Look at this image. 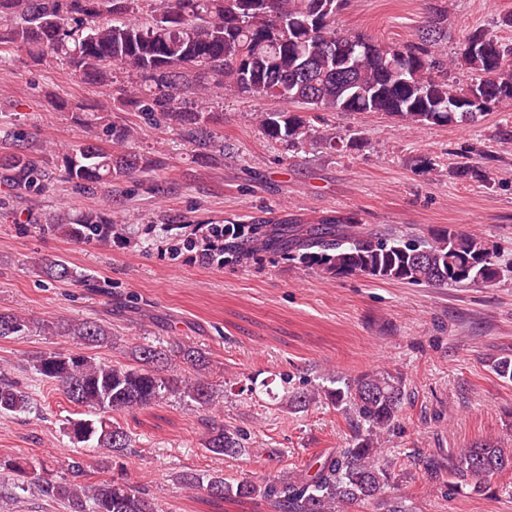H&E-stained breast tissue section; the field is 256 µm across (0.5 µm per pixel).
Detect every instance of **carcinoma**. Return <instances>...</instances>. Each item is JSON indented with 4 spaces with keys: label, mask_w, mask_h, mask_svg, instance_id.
<instances>
[{
    "label": "carcinoma",
    "mask_w": 512,
    "mask_h": 512,
    "mask_svg": "<svg viewBox=\"0 0 512 512\" xmlns=\"http://www.w3.org/2000/svg\"><path fill=\"white\" fill-rule=\"evenodd\" d=\"M345 0H0V60L23 51L35 66L63 65L106 90L108 103L89 116L76 107L71 120L86 129V139L64 148L50 140L0 137V217L13 216L9 199L38 197L58 182L80 194L97 185L153 168L152 162L128 149L135 128L112 113L132 109L144 122L172 128L201 152L214 148L210 123L214 95L227 91L256 99L272 98L280 110L257 115L268 138L303 144L322 141L336 148L330 134L295 110L367 112L395 117L412 126L472 123L487 112L512 111V43L501 42L476 27L448 43V0H435L430 21L418 41L404 46L383 44L339 32L336 16ZM132 75L112 88L116 71ZM470 73L461 84L452 72ZM111 144L106 149L99 138ZM460 179H490L489 172L461 164ZM38 229L76 243H106L114 222L106 210L73 214L66 209L45 221L30 216ZM247 247L228 251L286 252L300 263L332 277L361 275L415 286L471 285L490 287L511 273L496 261V245L453 226H441L424 240L388 239L364 230L352 213L324 216L306 229L263 225L246 238ZM41 274L59 283L96 286L65 262L43 258ZM32 329L67 336L80 346L70 354L39 352L34 370L62 387L69 402L85 417L67 421L72 442L106 451L98 467L126 456L131 436L105 417L112 412L143 409L175 397L207 410L219 397L210 383L208 357L180 343L141 344L132 363L108 365L88 354L112 344L111 328L97 321L34 320L0 311V338L23 336ZM341 410L352 431L347 448L318 456L283 477L261 484L229 482L215 475L203 480L184 471L177 480L202 489L212 498L244 500L262 497L278 512H345L373 501L382 512H406L390 496L395 462L384 457L382 444L394 431L405 405L401 379L388 372H365L343 388H294L285 393L288 408L321 400ZM36 403L8 373L0 371V416L29 413ZM205 448L215 455L245 451L238 430L207 419ZM14 486L64 502L68 512H158L140 485L122 477L93 481L84 460L73 457L60 473L48 457L29 463L8 461ZM512 467V448L481 441L448 455V464L425 462L430 477L448 475L455 486H479L486 478Z\"/></svg>",
    "instance_id": "carcinoma-1"
}]
</instances>
